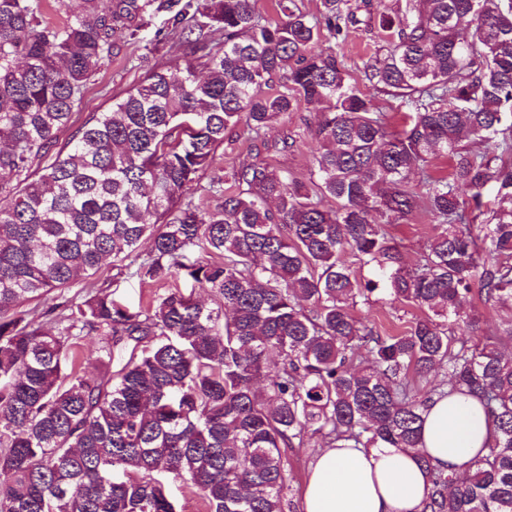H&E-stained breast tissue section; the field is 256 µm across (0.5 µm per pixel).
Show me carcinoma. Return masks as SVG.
I'll return each mask as SVG.
<instances>
[{
    "label": "carcinoma",
    "mask_w": 512,
    "mask_h": 512,
    "mask_svg": "<svg viewBox=\"0 0 512 512\" xmlns=\"http://www.w3.org/2000/svg\"><path fill=\"white\" fill-rule=\"evenodd\" d=\"M100 4L62 0L53 22L45 0H0V512H175L158 472L207 512H286L282 449L319 436L416 450L447 389L479 400L493 440L468 477L432 473L422 512H512V320L478 339L462 315L475 288L512 310V0L379 14L388 49L363 80L407 107L399 131L317 50L356 23L345 0L313 17L277 0L274 22L253 0ZM146 16L180 32L184 65L72 128L112 38H135ZM302 99L326 105L317 179L258 159L189 198L228 134L258 136ZM439 157L449 174L431 168ZM489 184L496 208L478 224ZM420 212L434 234L405 267L390 227ZM144 239L141 282L185 270L213 305L173 288L131 312L100 289L57 305L70 311L57 333L25 308ZM194 247L212 259L190 261ZM376 292L422 315L382 335L352 312ZM85 333L109 365L133 344L128 360L99 379L68 370Z\"/></svg>",
    "instance_id": "obj_1"
}]
</instances>
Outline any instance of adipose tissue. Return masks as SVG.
<instances>
[{"mask_svg": "<svg viewBox=\"0 0 512 512\" xmlns=\"http://www.w3.org/2000/svg\"><path fill=\"white\" fill-rule=\"evenodd\" d=\"M419 450L319 449L301 512H421L431 473L466 475L492 441L480 402L453 393L434 398L423 415Z\"/></svg>", "mask_w": 512, "mask_h": 512, "instance_id": "ef3b65f1", "label": "adipose tissue"}]
</instances>
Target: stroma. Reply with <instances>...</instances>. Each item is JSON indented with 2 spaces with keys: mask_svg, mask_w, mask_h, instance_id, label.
Returning a JSON list of instances; mask_svg holds the SVG:
<instances>
[{
  "mask_svg": "<svg viewBox=\"0 0 512 512\" xmlns=\"http://www.w3.org/2000/svg\"><path fill=\"white\" fill-rule=\"evenodd\" d=\"M404 4L405 0H347L349 11L359 20L358 25L350 27L345 37L324 38L323 47L335 50L352 76L358 77L365 63L372 59L383 44L377 27L368 23L370 15L395 10ZM182 61L179 36L171 30L159 34L151 30L143 31L135 39L117 40L111 65L91 78L87 85L78 106L81 116L103 111L111 104L113 96L138 85L151 70L171 67ZM321 112V106L302 101L274 128L262 132L258 139H250L244 134L230 137L217 153L214 173L225 174L231 168L249 164L259 157L275 170L287 172L289 178L309 181L315 171V142L311 130L317 124ZM287 137L294 141L293 146L288 148L282 145L283 139ZM434 225L430 215L421 213L392 227L391 232L405 262L412 263L419 258L433 233ZM102 287L110 288L114 300L134 310L154 302L170 287L180 289L197 300L206 297L205 292L186 274H177L164 285L148 286L140 284L136 277L131 276L126 266L119 269L106 268L92 278L74 283L66 289L65 294L82 301L91 289ZM353 312L374 323L383 333L404 330L419 315L418 309L413 306L392 305L383 300L358 304ZM321 444V438L316 436L304 446L284 451L288 496L293 502L301 500L310 463Z\"/></svg>",
  "mask_w": 512,
  "mask_h": 512,
  "instance_id": "obj_1",
  "label": "stroma"
}]
</instances>
